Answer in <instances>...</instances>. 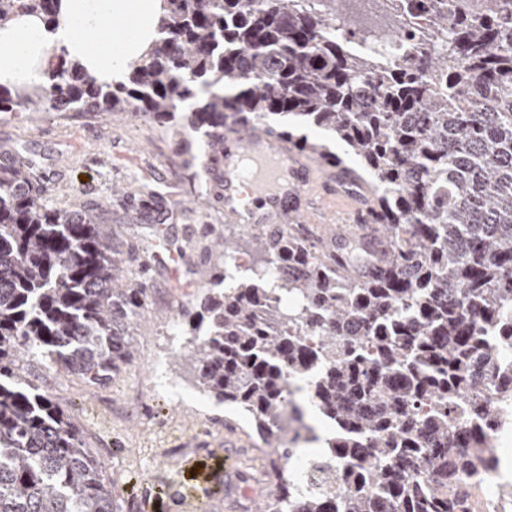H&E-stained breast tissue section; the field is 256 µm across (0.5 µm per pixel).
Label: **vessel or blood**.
Instances as JSON below:
<instances>
[{
  "mask_svg": "<svg viewBox=\"0 0 512 512\" xmlns=\"http://www.w3.org/2000/svg\"><path fill=\"white\" fill-rule=\"evenodd\" d=\"M210 197L221 204L233 223L274 230L306 211L314 188L337 202L354 223L366 220L365 195L345 171L335 180L318 182L313 164L295 154L286 140L253 128L248 136L224 133L220 162L205 161Z\"/></svg>",
  "mask_w": 512,
  "mask_h": 512,
  "instance_id": "obj_1",
  "label": "vessel or blood"
}]
</instances>
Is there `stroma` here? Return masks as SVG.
I'll return each instance as SVG.
<instances>
[{"instance_id":"35a3bbf8","label":"stroma","mask_w":512,"mask_h":512,"mask_svg":"<svg viewBox=\"0 0 512 512\" xmlns=\"http://www.w3.org/2000/svg\"><path fill=\"white\" fill-rule=\"evenodd\" d=\"M2 155L40 168L47 207L97 203L121 242L137 243L157 228L185 249L176 272L161 249L127 263L132 275L140 264L148 266L149 316L134 324L133 360L112 381L90 384L48 370L41 356L21 365L25 382L54 399L102 462L117 512H189L184 493L208 479L214 493L200 512H255L273 492V449L257 447L245 415L195 389L183 342L167 338L181 309L193 308L216 280L207 261L213 240L237 247L243 266L235 277L259 267L250 228L228 222L218 204L192 203L173 129L135 117L100 115L84 124L52 112L23 119L2 112ZM144 199L150 208L141 207Z\"/></svg>"}]
</instances>
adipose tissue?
Instances as JSON below:
<instances>
[{
  "label": "adipose tissue",
  "mask_w": 512,
  "mask_h": 512,
  "mask_svg": "<svg viewBox=\"0 0 512 512\" xmlns=\"http://www.w3.org/2000/svg\"><path fill=\"white\" fill-rule=\"evenodd\" d=\"M160 0H62L55 27L25 15L0 26V84L39 82L53 50L64 49L100 81L119 83L158 36ZM108 28L111 40L94 45L88 33Z\"/></svg>",
  "instance_id": "obj_1"
}]
</instances>
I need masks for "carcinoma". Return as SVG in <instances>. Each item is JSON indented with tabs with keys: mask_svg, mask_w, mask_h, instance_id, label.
Listing matches in <instances>:
<instances>
[{
	"mask_svg": "<svg viewBox=\"0 0 512 512\" xmlns=\"http://www.w3.org/2000/svg\"><path fill=\"white\" fill-rule=\"evenodd\" d=\"M336 0H162L158 39L126 82L62 53L43 81L0 85V112H118L199 135L266 123L330 164L356 158L377 199L367 233L321 253L300 228L253 239L256 282L185 310L195 387L245 413L283 461L332 435L305 485L275 466L261 512H466L499 464L490 389L512 392V0H403L406 37ZM60 0H0V25L57 22ZM30 164L0 161V512H113L71 418L12 366L42 355L94 383L131 362L147 282H127L100 207L50 209ZM498 335L490 345L485 336Z\"/></svg>",
	"mask_w": 512,
	"mask_h": 512,
	"instance_id": "cac0c4a2",
	"label": "carcinoma"
}]
</instances>
